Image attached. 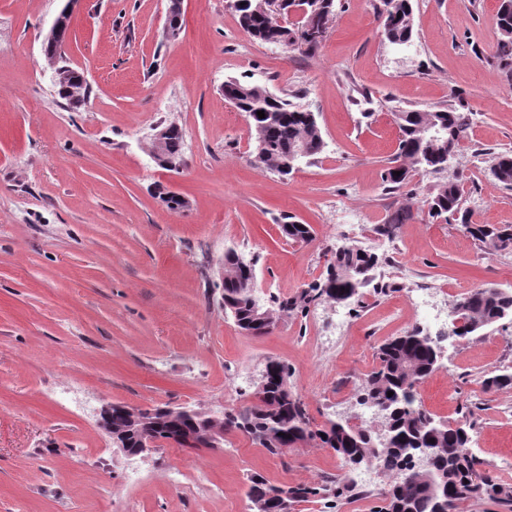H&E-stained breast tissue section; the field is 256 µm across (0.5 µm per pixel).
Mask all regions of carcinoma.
Wrapping results in <instances>:
<instances>
[{
	"mask_svg": "<svg viewBox=\"0 0 512 512\" xmlns=\"http://www.w3.org/2000/svg\"><path fill=\"white\" fill-rule=\"evenodd\" d=\"M308 11L297 24L312 30H328V22L335 15L336 0H313ZM297 6L294 0L266 3L264 0H239L235 6L240 27L262 43L288 45L294 28L281 26L276 15L289 12ZM382 35L388 43L407 44L413 39L412 0H391L389 11L378 15ZM501 39L498 57L512 61V2L500 5L498 15ZM224 96L235 100L239 111L246 113L254 130L256 142L264 143L266 154L259 161L268 169L280 172L277 163L285 161L297 148H306L309 156L320 154L324 140L316 116L269 89L244 83L236 78L224 81ZM262 111L261 118L257 112ZM399 130L396 157L382 173V181L393 190L409 185L419 173L439 174L448 169V152H458L470 124V113L446 108L433 111L416 109L395 113ZM437 127L444 136L445 145L436 148L429 143L427 129ZM408 160L399 167L402 174L393 175V164L398 158ZM493 177L506 186H512V154L495 157L491 166ZM425 204L428 215L445 223L455 218L466 233L480 247L489 252L512 253V224H475L463 210V188L458 180H449L431 193ZM413 218L411 210L400 208L391 213L384 223L376 225L374 232L392 239L401 226ZM283 235L291 241L309 243L313 230L308 224L286 221L281 224ZM379 256L368 248L343 245L336 248L327 266L326 276L308 285L297 295L279 300L269 299L260 303L254 296L250 282L256 278L255 264L234 251L224 254V309L230 311L237 326L252 335H263L264 325L258 322L255 308L269 311L276 320L293 314L304 313L321 301L343 303L360 301L361 289L370 285ZM454 320L462 326L454 331L460 338H470L487 327L512 319V292L505 293L487 285L461 295L453 305ZM433 344L419 327H411L401 335L387 341L377 352V365L362 380L357 403L385 407L390 416L384 433L391 439V447L376 451L373 445L379 434L372 427L360 422L352 426L338 418L328 420L317 428L308 414L306 405L296 397L288 381L292 370L278 360L266 367V387L259 402L239 411L224 412V431H239L259 444L273 456L285 454L295 442L315 444L335 450L349 458L364 451L361 463L377 464L390 478L388 488L381 492L382 505L376 512H437L436 490L448 488V496L460 501L470 494L505 504L512 502V489L497 482L492 476L478 470L479 463L469 452L471 424L450 423L444 428L433 427L435 417L419 398V386L437 367L433 365ZM393 395H388V392ZM209 428L208 420L198 414L172 418L158 414L153 430L161 438H172L183 432L202 434ZM112 432L127 448L138 447L137 429L125 415L112 416ZM423 446L440 448L436 463L419 468L400 452L402 448ZM352 487L351 479L344 477L329 483L303 482L272 485L263 475L254 472L249 476L248 497L252 509L264 506V512H279L278 502H301L313 498L329 499L333 507L344 498Z\"/></svg>",
	"mask_w": 512,
	"mask_h": 512,
	"instance_id": "obj_1",
	"label": "carcinoma"
}]
</instances>
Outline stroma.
I'll list each match as a JSON object with an SVG mask.
<instances>
[{
	"label": "stroma",
	"instance_id": "1",
	"mask_svg": "<svg viewBox=\"0 0 512 512\" xmlns=\"http://www.w3.org/2000/svg\"><path fill=\"white\" fill-rule=\"evenodd\" d=\"M64 0H0V512H251V473L280 485L342 475L316 445L267 454L239 432L218 451L165 446L127 457L97 425L103 403L170 404L215 414L250 403L266 359L292 366V392L315 425L341 416L378 425L356 402L378 348L418 326L443 336L440 368L419 388L436 417L472 423L470 452L512 485V325L446 338L428 316L392 319L415 281L453 306L484 284L512 291V254L481 250L433 221L424 198L462 183L481 224H512V187L495 153L512 151V67L497 57L499 0H413L414 36L381 37L378 0H340L308 55L255 40L229 0H183L185 24L164 36L165 0H77L65 48L88 93L72 108L52 86L42 41ZM267 86L314 112L321 154L283 177L256 160L248 120L225 101L227 78ZM470 113L446 175L416 174L414 195L381 174L397 150L399 108ZM184 133L187 168L152 157L159 124ZM188 202L169 209L157 185ZM413 218L376 252L387 296L321 302L273 333L248 335L224 311V253L255 260L256 294L289 298L326 271L342 244L369 245L402 205ZM314 239L284 237V217ZM347 330L315 346L337 315Z\"/></svg>",
	"mask_w": 512,
	"mask_h": 512
}]
</instances>
